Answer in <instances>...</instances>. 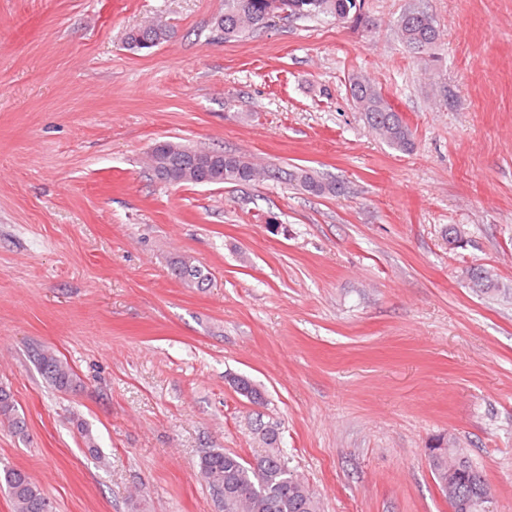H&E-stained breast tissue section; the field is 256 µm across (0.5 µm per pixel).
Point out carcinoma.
Here are the masks:
<instances>
[{"mask_svg": "<svg viewBox=\"0 0 512 512\" xmlns=\"http://www.w3.org/2000/svg\"><path fill=\"white\" fill-rule=\"evenodd\" d=\"M364 0H224V14L217 18V28L224 32V40L231 41L271 26L279 18H307L329 16L338 23H352L368 30L377 22L361 11ZM395 32L409 48L429 54L439 40L434 17L419 7L406 9L396 20ZM147 38L157 47L174 37L173 29L161 20L150 21L130 29L125 45L140 50L138 43ZM351 95L359 105L372 132L393 149L410 152L414 149L413 132L403 117L396 112L375 84L365 76L351 79ZM174 156L173 167L180 171L183 184H193L196 167L183 144L169 142ZM221 184H248L261 177L288 182L314 196H334L341 191L337 182H325L306 169L276 168L261 171L245 156L222 152L216 155ZM174 276L196 288H206L211 282L209 271L186 257L173 262ZM468 285L476 293L512 295L511 288H502L491 271L482 266L465 270ZM35 363L44 380L60 392L74 390L79 379L68 363L50 350L35 354ZM0 426L8 428L17 438H28V424L20 413L9 389L0 386ZM269 430L254 434L259 447L268 449L272 457L265 460L262 472L256 473L250 462L235 453L215 449L201 458L200 469L208 478L214 493L218 494L224 481L232 483L241 505L238 510L224 512H319L315 494L288 468L279 448L280 432L275 423ZM0 487L11 501L13 512H53V504L41 485L25 470L6 468L0 474Z\"/></svg>", "mask_w": 512, "mask_h": 512, "instance_id": "carcinoma-1", "label": "carcinoma"}]
</instances>
